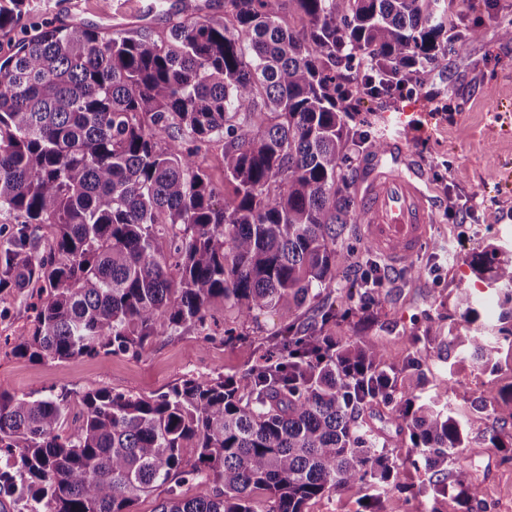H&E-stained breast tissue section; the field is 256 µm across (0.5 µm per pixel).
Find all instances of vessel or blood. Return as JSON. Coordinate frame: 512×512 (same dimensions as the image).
Masks as SVG:
<instances>
[{
    "instance_id": "1",
    "label": "vessel or blood",
    "mask_w": 512,
    "mask_h": 512,
    "mask_svg": "<svg viewBox=\"0 0 512 512\" xmlns=\"http://www.w3.org/2000/svg\"><path fill=\"white\" fill-rule=\"evenodd\" d=\"M423 182L409 150L399 142L371 155L355 179L364 215L359 233L392 270H400L405 258L418 254L428 240L434 206Z\"/></svg>"
}]
</instances>
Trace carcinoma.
Masks as SVG:
<instances>
[{
  "mask_svg": "<svg viewBox=\"0 0 512 512\" xmlns=\"http://www.w3.org/2000/svg\"><path fill=\"white\" fill-rule=\"evenodd\" d=\"M29 0H0V32L21 34L0 62V291L40 284L31 330L11 352L32 361L138 357L158 336L205 328L212 301L243 323L285 324L269 353L239 375L190 378L140 396L102 386L79 398L0 389V508L24 512H305L368 489L402 466L423 476V512H485L470 470L453 466L474 423L512 383L467 415L420 396L423 361L383 360L368 336L386 294L360 282L332 289L346 225L349 151L359 136L348 101L371 85L421 82L448 70V18L437 0H224V20L177 22L155 39L52 26ZM291 5L302 21L282 16ZM224 144L221 192L197 161ZM51 230L42 245L37 226ZM478 280L512 321V259L471 254ZM311 326L298 321L304 306ZM464 321L412 333L454 366L496 372L512 326L489 333L465 292ZM358 318L360 337L333 329ZM387 408L397 441L365 413ZM214 485L188 497L184 483Z\"/></svg>",
  "mask_w": 512,
  "mask_h": 512,
  "instance_id": "obj_1",
  "label": "carcinoma"
}]
</instances>
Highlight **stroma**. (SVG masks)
Returning a JSON list of instances; mask_svg holds the SVG:
<instances>
[{
	"instance_id": "1",
	"label": "stroma",
	"mask_w": 512,
	"mask_h": 512,
	"mask_svg": "<svg viewBox=\"0 0 512 512\" xmlns=\"http://www.w3.org/2000/svg\"><path fill=\"white\" fill-rule=\"evenodd\" d=\"M33 9L52 25H78L103 33L167 34L173 23L224 17V0H31ZM454 17L449 39L478 26L480 35L448 56L447 72H426L421 85L404 97L362 99L355 122L366 137L353 146V165L371 155L373 140L402 141L424 169V189L435 206L429 240L438 250L417 254L420 276L389 270L377 253H366L357 225H347L350 255L338 263V282L346 285L363 275L364 263L386 277L389 298L378 311L371 334L387 363H400L411 351L426 361L423 396L447 398L458 413L490 390L512 384V360L498 371H484L468 361L447 369L433 343L410 344L411 333L428 324L448 326L461 321L456 305L460 290L477 278L468 256L486 245L512 257V42L500 39V27L512 23V0H439ZM407 113L406 123H383L384 113ZM31 291L0 293V387L22 395L105 386L119 392L150 396L187 378L235 375L266 349V336L283 320L274 312L240 324L225 314L222 300L208 311V333L190 328L157 337L139 357L124 354L82 357L65 362L31 361L7 354L4 341L31 328ZM252 337V345L228 344L225 327ZM486 430L512 432V405L499 403L479 421L468 448L455 458L478 479L490 512H512V452L488 447Z\"/></svg>"
}]
</instances>
